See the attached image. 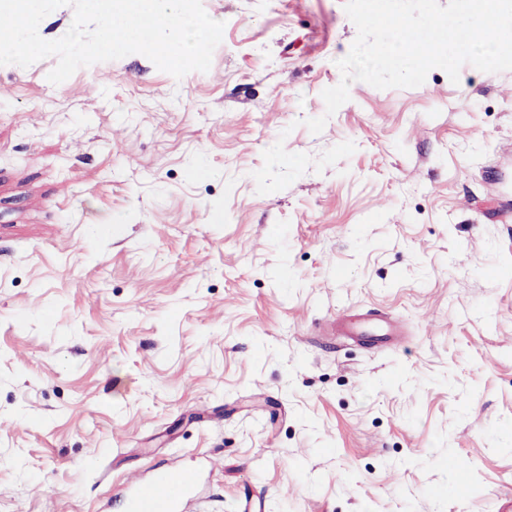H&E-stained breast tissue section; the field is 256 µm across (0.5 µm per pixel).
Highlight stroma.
I'll return each instance as SVG.
<instances>
[{
  "label": "stroma",
  "mask_w": 512,
  "mask_h": 512,
  "mask_svg": "<svg viewBox=\"0 0 512 512\" xmlns=\"http://www.w3.org/2000/svg\"><path fill=\"white\" fill-rule=\"evenodd\" d=\"M208 71L0 65V512H498L512 494V70L321 93L343 0H202ZM355 152L261 195L276 142ZM348 318L401 342L325 334ZM470 492L458 499L454 485ZM199 483V472L171 465L122 486L118 495L126 512H190Z\"/></svg>",
  "instance_id": "1"
}]
</instances>
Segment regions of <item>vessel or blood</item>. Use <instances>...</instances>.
I'll return each mask as SVG.
<instances>
[{"instance_id": "1", "label": "vessel or blood", "mask_w": 512, "mask_h": 512, "mask_svg": "<svg viewBox=\"0 0 512 512\" xmlns=\"http://www.w3.org/2000/svg\"><path fill=\"white\" fill-rule=\"evenodd\" d=\"M199 483V473L171 465L122 486L119 495L126 512H191Z\"/></svg>"}]
</instances>
